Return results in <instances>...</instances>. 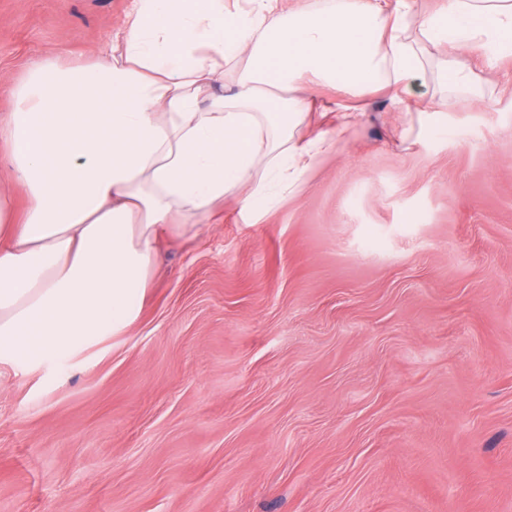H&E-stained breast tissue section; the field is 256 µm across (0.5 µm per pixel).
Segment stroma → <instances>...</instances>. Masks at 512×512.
<instances>
[{
    "instance_id": "35a3bbf8",
    "label": "stroma",
    "mask_w": 512,
    "mask_h": 512,
    "mask_svg": "<svg viewBox=\"0 0 512 512\" xmlns=\"http://www.w3.org/2000/svg\"><path fill=\"white\" fill-rule=\"evenodd\" d=\"M131 0H0V72ZM399 138L369 94L259 218L158 246L101 348L0 365V512H512V56Z\"/></svg>"
}]
</instances>
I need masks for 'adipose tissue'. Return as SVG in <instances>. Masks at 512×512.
<instances>
[{"label": "adipose tissue", "mask_w": 512, "mask_h": 512, "mask_svg": "<svg viewBox=\"0 0 512 512\" xmlns=\"http://www.w3.org/2000/svg\"><path fill=\"white\" fill-rule=\"evenodd\" d=\"M445 48L440 80L484 97L458 61L512 55V0H134L93 57H48L13 80L0 114V364L38 367L123 334L138 318L160 241L225 197L259 217L334 151L369 92L400 108ZM234 85L223 90L225 73ZM332 90L314 102L307 85Z\"/></svg>", "instance_id": "obj_1"}]
</instances>
